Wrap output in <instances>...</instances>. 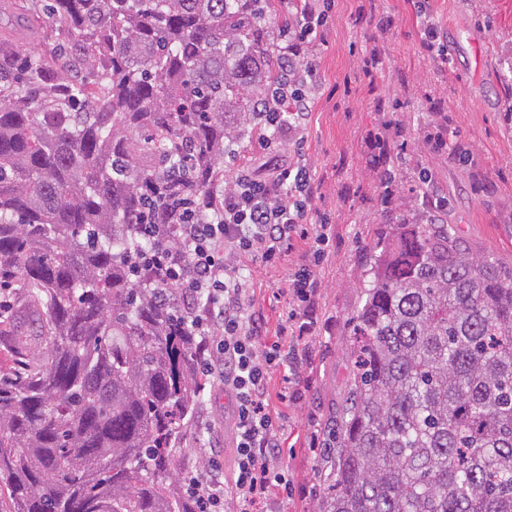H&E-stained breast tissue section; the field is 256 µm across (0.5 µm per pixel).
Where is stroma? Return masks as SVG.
Here are the masks:
<instances>
[{
    "label": "stroma",
    "instance_id": "35a3bbf8",
    "mask_svg": "<svg viewBox=\"0 0 512 512\" xmlns=\"http://www.w3.org/2000/svg\"><path fill=\"white\" fill-rule=\"evenodd\" d=\"M434 19L448 38V61H433L420 47V21L407 0H335L324 45L315 56L321 75L303 154L322 183L314 209L331 224L329 255L321 271L319 310L331 324L316 329L308 388L297 402L273 401L287 438L284 460L292 493L288 512H315L330 467L311 446L320 426L334 421L355 368L350 358L352 319L362 301L363 263L396 218L421 219L420 173H429L453 224L474 255H494L512 266V0H431ZM17 36L35 55L70 47L55 18L40 15L34 29ZM377 50L380 63L366 78L359 61ZM443 124L449 145L473 160L437 156L421 138L424 127ZM399 126L404 146L392 175L395 210L385 213L377 173L369 163L368 140L385 125ZM249 303L276 329L288 310L273 294L286 287L288 265L250 261ZM233 406L220 386L206 387L183 429L177 469L195 470L198 443L221 451L232 469ZM208 434H201L200 425Z\"/></svg>",
    "mask_w": 512,
    "mask_h": 512
}]
</instances>
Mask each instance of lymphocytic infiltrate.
Wrapping results in <instances>:
<instances>
[{"label": "lymphocytic infiltrate", "instance_id": "obj_1", "mask_svg": "<svg viewBox=\"0 0 512 512\" xmlns=\"http://www.w3.org/2000/svg\"><path fill=\"white\" fill-rule=\"evenodd\" d=\"M288 30L278 48L286 76L259 104L266 115L259 170L234 168L210 191L169 211V223L145 224L146 269L172 294L182 328L197 340L201 375L224 387L234 408L236 460L225 470L219 453L202 452L185 482L196 512H259L288 496L283 429L270 408L269 377L289 368L300 377L312 356L317 293L330 243L326 216L310 219L319 183L301 157L320 91L314 50L324 43L333 0H286ZM297 263L288 278L293 307L276 341L266 319L246 303L245 258L268 266Z\"/></svg>", "mask_w": 512, "mask_h": 512}]
</instances>
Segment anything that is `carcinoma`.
<instances>
[{
    "label": "carcinoma",
    "mask_w": 512,
    "mask_h": 512,
    "mask_svg": "<svg viewBox=\"0 0 512 512\" xmlns=\"http://www.w3.org/2000/svg\"><path fill=\"white\" fill-rule=\"evenodd\" d=\"M0 37V496L9 512H193L175 466L195 348L139 270L160 193L207 192L281 80V0H47ZM366 254L353 384L316 512H512V268L451 224ZM48 339L44 358L30 352ZM6 1L14 0H0V7L2 5V14L0 13V35L4 33H11L27 47V49L34 55L49 54L52 50H59L71 46L73 36H68L62 30L61 24L55 18L49 17L42 13L41 8L38 11V23L32 30L12 31L11 22L13 17L8 11L3 10Z\"/></svg>",
    "instance_id": "carcinoma-1"
}]
</instances>
